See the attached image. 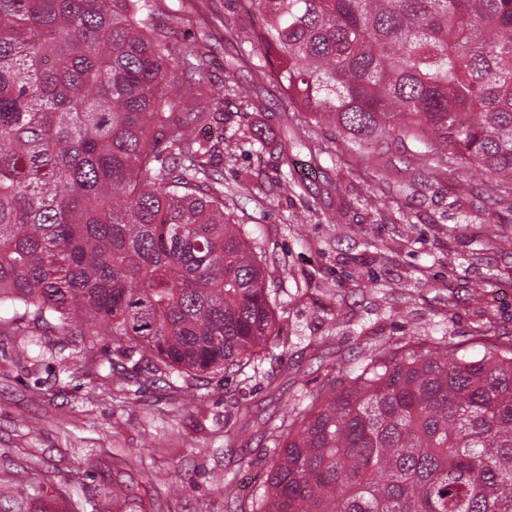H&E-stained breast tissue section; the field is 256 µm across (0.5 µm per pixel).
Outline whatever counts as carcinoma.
<instances>
[{"label": "carcinoma", "mask_w": 512, "mask_h": 512, "mask_svg": "<svg viewBox=\"0 0 512 512\" xmlns=\"http://www.w3.org/2000/svg\"><path fill=\"white\" fill-rule=\"evenodd\" d=\"M159 0H0V308L169 374L274 358L275 297L215 168L224 89ZM288 103L358 149L410 139L512 182V0H252ZM370 347L269 425L254 512H512V336Z\"/></svg>", "instance_id": "obj_1"}]
</instances>
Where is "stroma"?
I'll use <instances>...</instances> for the list:
<instances>
[{
  "label": "stroma",
  "instance_id": "obj_1",
  "mask_svg": "<svg viewBox=\"0 0 512 512\" xmlns=\"http://www.w3.org/2000/svg\"><path fill=\"white\" fill-rule=\"evenodd\" d=\"M172 50L197 42L224 91V213L255 227L277 288L276 358L250 379L184 374L138 351L102 365L109 336H67L0 313V486L13 512H252L271 465L263 422L364 346L471 332L494 315L512 335V200L486 201L490 174L449 167L400 143L363 163L343 138L289 106L259 52L250 0H204L186 21L162 0ZM290 173L294 190L276 186ZM376 198L368 206L366 198ZM502 270L480 300L471 291ZM234 429L233 441L224 432Z\"/></svg>",
  "mask_w": 512,
  "mask_h": 512
}]
</instances>
